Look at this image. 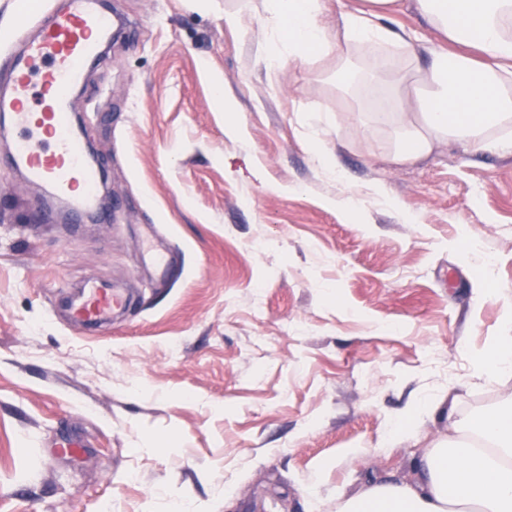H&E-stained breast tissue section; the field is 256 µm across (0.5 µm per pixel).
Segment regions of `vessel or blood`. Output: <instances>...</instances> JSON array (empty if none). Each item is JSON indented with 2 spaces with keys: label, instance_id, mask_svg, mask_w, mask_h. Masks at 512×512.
Returning <instances> with one entry per match:
<instances>
[{
  "label": "vessel or blood",
  "instance_id": "vessel-or-blood-1",
  "mask_svg": "<svg viewBox=\"0 0 512 512\" xmlns=\"http://www.w3.org/2000/svg\"><path fill=\"white\" fill-rule=\"evenodd\" d=\"M116 26L98 0H69L64 11L42 21L37 34L25 41L11 86L0 93V114L25 132L11 155L12 164L48 185L76 213L99 214L98 171L73 126L69 97ZM37 88L43 109L34 112L28 103ZM126 302L122 289L91 285L72 303L70 316L87 324L103 323L124 310Z\"/></svg>",
  "mask_w": 512,
  "mask_h": 512
}]
</instances>
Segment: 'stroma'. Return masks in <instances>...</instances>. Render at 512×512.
<instances>
[{"label": "stroma", "instance_id": "stroma-1", "mask_svg": "<svg viewBox=\"0 0 512 512\" xmlns=\"http://www.w3.org/2000/svg\"><path fill=\"white\" fill-rule=\"evenodd\" d=\"M16 2L0 0V84L27 38ZM229 2L107 0L131 36L69 100L107 160L106 223H64L6 165L15 129L0 137V512H336L414 485L449 417L512 397V375L473 368L512 322V154L392 163L377 99L332 57L267 78L268 30L249 15L239 39ZM88 284L129 297L94 332L66 312Z\"/></svg>", "mask_w": 512, "mask_h": 512}]
</instances>
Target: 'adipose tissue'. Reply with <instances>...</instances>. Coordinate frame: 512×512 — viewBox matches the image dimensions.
I'll return each mask as SVG.
<instances>
[{
  "mask_svg": "<svg viewBox=\"0 0 512 512\" xmlns=\"http://www.w3.org/2000/svg\"><path fill=\"white\" fill-rule=\"evenodd\" d=\"M325 0H237L225 27L251 36L245 15L264 14L278 33L261 62L275 76L283 57L328 56L339 45L365 48L359 71L371 94L385 97L379 122L400 132L392 154L403 164L456 143L489 153H512V0H410L414 12L451 43L429 49L426 68L413 67L412 33L384 25L400 0H367L340 14L335 33L318 22ZM465 433L457 446L440 442L418 465L416 485L379 484L343 501L337 512H512V404L488 417L451 424Z\"/></svg>",
  "mask_w": 512,
  "mask_h": 512,
  "instance_id": "adipose-tissue-1",
  "label": "adipose tissue"
}]
</instances>
